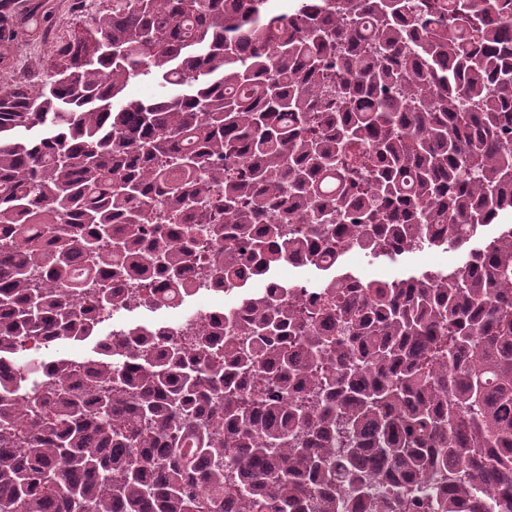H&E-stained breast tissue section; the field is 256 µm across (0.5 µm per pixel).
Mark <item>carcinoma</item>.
Instances as JSON below:
<instances>
[{
  "instance_id": "obj_1",
  "label": "carcinoma",
  "mask_w": 512,
  "mask_h": 512,
  "mask_svg": "<svg viewBox=\"0 0 512 512\" xmlns=\"http://www.w3.org/2000/svg\"><path fill=\"white\" fill-rule=\"evenodd\" d=\"M506 15L112 0L1 89L0 512H512V224L480 237L512 212ZM338 243L465 259L245 292L185 346L99 334L133 279L186 302L210 244L223 284ZM32 336L97 340L20 363Z\"/></svg>"
}]
</instances>
